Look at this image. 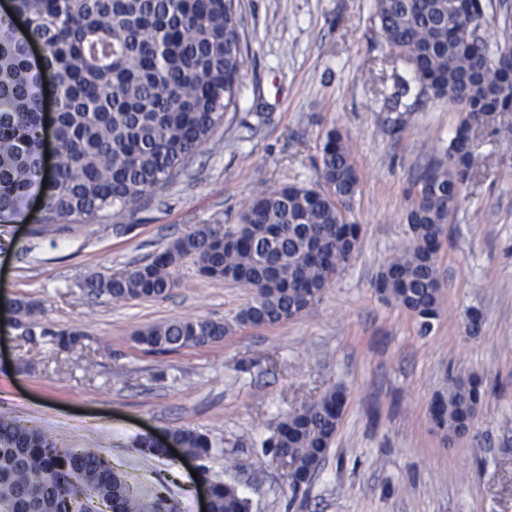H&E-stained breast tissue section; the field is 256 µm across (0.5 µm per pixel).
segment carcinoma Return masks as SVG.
<instances>
[{
  "instance_id": "1",
  "label": "carcinoma",
  "mask_w": 512,
  "mask_h": 512,
  "mask_svg": "<svg viewBox=\"0 0 512 512\" xmlns=\"http://www.w3.org/2000/svg\"><path fill=\"white\" fill-rule=\"evenodd\" d=\"M12 12L27 37L0 21V224L36 198L45 203V224L132 211L205 146H216L214 132L237 108L246 59L235 0H12ZM371 15L422 92L463 114L442 156L410 181L412 240L375 283L380 300L409 311L426 335L442 312L438 252L448 217L471 183V128L500 115L491 129L512 142V16H503L501 40L492 43L483 30L496 16L482 0H372ZM31 41L46 47L38 67L29 58ZM47 95L56 103L48 174L40 139ZM359 182L352 148L333 128L322 138L314 185L261 190L241 223L202 227L129 273L88 276L84 287L115 302L164 299L177 287V267L191 258L203 277L251 290L252 300L231 323L176 318L135 330L134 342L153 353L221 343L237 327L280 324L320 301L354 258L359 226L347 212ZM7 311L35 335L39 304L16 299ZM485 396L479 379L448 376L433 412L448 441L470 432ZM344 405V391L328 388L263 441L266 451L287 453L291 489L318 470ZM171 435L188 456L203 458L216 448L192 429ZM200 477L209 485L211 512H249L235 486L211 480L205 469ZM31 505L36 512L150 510L97 449L59 448L1 412L0 512H28Z\"/></svg>"
}]
</instances>
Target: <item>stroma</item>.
I'll return each mask as SVG.
<instances>
[{"label":"stroma","mask_w":512,"mask_h":512,"mask_svg":"<svg viewBox=\"0 0 512 512\" xmlns=\"http://www.w3.org/2000/svg\"><path fill=\"white\" fill-rule=\"evenodd\" d=\"M249 59L236 111L175 182L134 213L42 224L38 208L0 226V299L40 301L47 335L0 324V410L61 448H97L147 502L202 512L198 467L236 486L250 512H512V144L476 132V173L439 252L446 288L429 335L382 303L374 283L410 238L407 188L459 124L446 102L420 97L403 62L373 32L371 0H241ZM338 128L362 180L349 215L360 226L349 266L302 315L235 331L209 347L145 353L134 330L173 318L233 321L251 299L202 278L192 261L161 300L88 295L93 273H126L179 236L238 223L258 190L311 185L325 132ZM479 309L480 333L465 330ZM80 332L62 349L53 331ZM486 390L471 434L444 443L429 404L447 374ZM344 386L340 427L299 492L262 443L280 420ZM190 428L217 447L143 455L138 440Z\"/></svg>","instance_id":"obj_1"}]
</instances>
